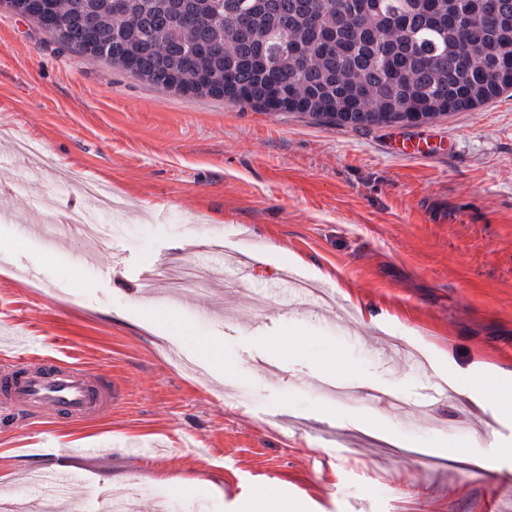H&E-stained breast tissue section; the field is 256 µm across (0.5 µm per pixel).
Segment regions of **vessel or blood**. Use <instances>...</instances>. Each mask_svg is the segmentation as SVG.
<instances>
[{
	"mask_svg": "<svg viewBox=\"0 0 512 512\" xmlns=\"http://www.w3.org/2000/svg\"><path fill=\"white\" fill-rule=\"evenodd\" d=\"M122 395L111 378L56 357L29 354L0 369V403L29 413L85 421L109 414Z\"/></svg>",
	"mask_w": 512,
	"mask_h": 512,
	"instance_id": "1",
	"label": "vessel or blood"
}]
</instances>
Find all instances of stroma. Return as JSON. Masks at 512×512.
Instances as JSON below:
<instances>
[{"instance_id":"stroma-1","label":"stroma","mask_w":512,"mask_h":512,"mask_svg":"<svg viewBox=\"0 0 512 512\" xmlns=\"http://www.w3.org/2000/svg\"><path fill=\"white\" fill-rule=\"evenodd\" d=\"M400 130L452 148L404 156L388 126L163 88L0 7V322L124 390L79 423L0 405V512H94L95 492L134 483L132 512H156L186 497L184 478L203 512H247L270 482L300 512H512L481 473L493 443L512 480V410L439 393L477 360L512 369V91ZM83 179L123 199L97 218L108 242L47 221L81 206ZM173 263L203 271L209 316L145 301L144 270ZM320 272L349 318L289 286ZM413 330L417 357L388 352ZM365 382L397 393L413 426ZM74 448L97 455L72 457L69 494L30 482Z\"/></svg>"}]
</instances>
